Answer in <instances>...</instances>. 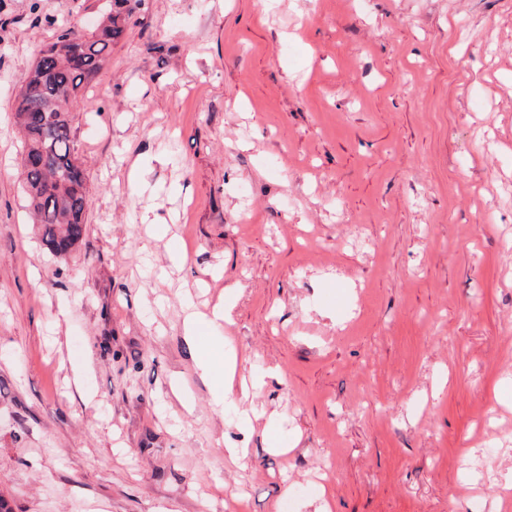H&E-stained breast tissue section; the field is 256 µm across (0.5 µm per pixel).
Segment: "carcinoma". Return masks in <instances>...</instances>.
Masks as SVG:
<instances>
[{"mask_svg":"<svg viewBox=\"0 0 512 512\" xmlns=\"http://www.w3.org/2000/svg\"><path fill=\"white\" fill-rule=\"evenodd\" d=\"M122 33L121 15L111 11L88 34L71 26L60 30L39 50L18 95L24 190L42 243L56 257L82 238L90 202L69 114Z\"/></svg>","mask_w":512,"mask_h":512,"instance_id":"cac0c4a2","label":"carcinoma"}]
</instances>
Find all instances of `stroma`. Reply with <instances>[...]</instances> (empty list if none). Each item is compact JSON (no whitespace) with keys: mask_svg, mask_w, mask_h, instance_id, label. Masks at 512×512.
<instances>
[{"mask_svg":"<svg viewBox=\"0 0 512 512\" xmlns=\"http://www.w3.org/2000/svg\"><path fill=\"white\" fill-rule=\"evenodd\" d=\"M110 4L0 0L10 512H512V0H144L71 114L60 259L12 112ZM229 289L208 341L276 371L248 422L183 334Z\"/></svg>","mask_w":512,"mask_h":512,"instance_id":"stroma-1","label":"stroma"}]
</instances>
